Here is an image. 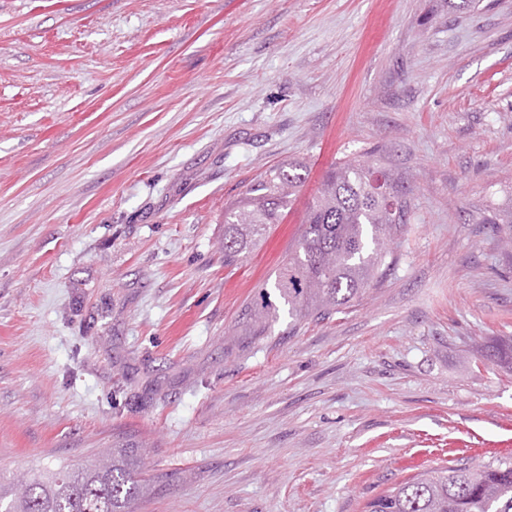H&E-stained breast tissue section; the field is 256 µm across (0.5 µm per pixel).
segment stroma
Masks as SVG:
<instances>
[{
  "label": "stroma",
  "mask_w": 512,
  "mask_h": 512,
  "mask_svg": "<svg viewBox=\"0 0 512 512\" xmlns=\"http://www.w3.org/2000/svg\"><path fill=\"white\" fill-rule=\"evenodd\" d=\"M407 208L329 318L251 309L335 163ZM307 179L224 264V211ZM512 0H0V477L133 450L138 512H364L512 458Z\"/></svg>",
  "instance_id": "stroma-1"
}]
</instances>
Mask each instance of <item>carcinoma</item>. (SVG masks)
<instances>
[{"mask_svg":"<svg viewBox=\"0 0 512 512\" xmlns=\"http://www.w3.org/2000/svg\"><path fill=\"white\" fill-rule=\"evenodd\" d=\"M305 182L283 168L267 172L248 202L224 211V262L234 264L280 223ZM404 205L382 170L338 163L309 202L302 231L282 260L273 288L288 314L315 318L338 313L363 297L401 228ZM485 224H512L509 203L487 212ZM274 303L262 290L254 316L264 323ZM148 492L127 452L112 449L109 464L39 470L21 483L0 482V512H136ZM366 512H512V460L475 470L468 464L428 470L397 484L366 505Z\"/></svg>","mask_w":512,"mask_h":512,"instance_id":"obj_1","label":"carcinoma"}]
</instances>
